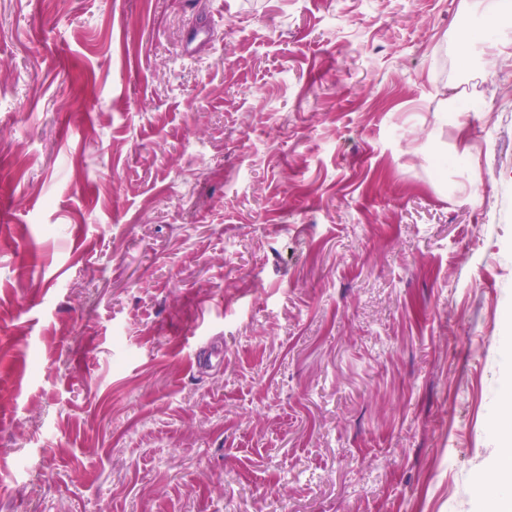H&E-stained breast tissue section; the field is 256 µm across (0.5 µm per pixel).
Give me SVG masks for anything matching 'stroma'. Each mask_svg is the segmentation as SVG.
Instances as JSON below:
<instances>
[{
	"label": "stroma",
	"mask_w": 512,
	"mask_h": 512,
	"mask_svg": "<svg viewBox=\"0 0 512 512\" xmlns=\"http://www.w3.org/2000/svg\"><path fill=\"white\" fill-rule=\"evenodd\" d=\"M0 196V512L504 492L512 26L0 0Z\"/></svg>",
	"instance_id": "1"
}]
</instances>
